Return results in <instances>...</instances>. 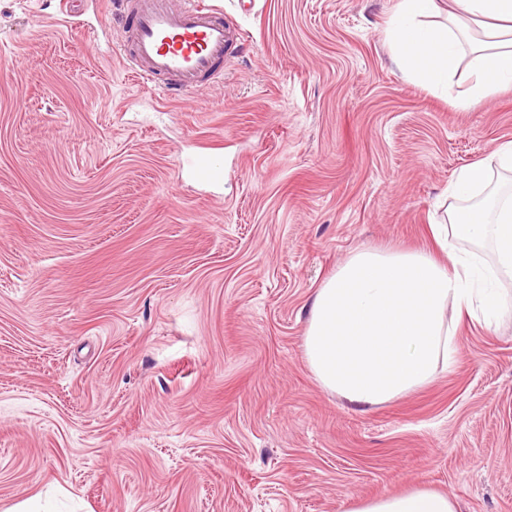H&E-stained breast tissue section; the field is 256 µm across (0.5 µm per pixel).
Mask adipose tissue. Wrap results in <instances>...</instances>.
I'll use <instances>...</instances> for the list:
<instances>
[{
	"label": "adipose tissue",
	"mask_w": 512,
	"mask_h": 512,
	"mask_svg": "<svg viewBox=\"0 0 512 512\" xmlns=\"http://www.w3.org/2000/svg\"><path fill=\"white\" fill-rule=\"evenodd\" d=\"M398 0L387 27L400 68L425 88L455 89L469 110L512 86V0ZM512 172V141L461 168L442 191L445 218L434 250L353 251L317 289L304 336L306 361L328 393L378 406L430 384L447 369L462 317L498 320L512 306V192L491 165ZM347 512H458L447 494L420 484L355 498Z\"/></svg>",
	"instance_id": "ef3b65f1"
}]
</instances>
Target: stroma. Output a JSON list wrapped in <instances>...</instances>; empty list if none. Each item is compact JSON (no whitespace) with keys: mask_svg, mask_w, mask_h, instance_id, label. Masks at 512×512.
I'll list each match as a JSON object with an SVG mask.
<instances>
[{"mask_svg":"<svg viewBox=\"0 0 512 512\" xmlns=\"http://www.w3.org/2000/svg\"><path fill=\"white\" fill-rule=\"evenodd\" d=\"M206 2L242 40L158 113L122 108L114 0H0V512H346L420 482L512 512L511 309L373 408L304 353L337 266L427 248L442 189L512 141V87L462 112L405 75L397 0ZM203 142L220 185L180 172Z\"/></svg>","mask_w":512,"mask_h":512,"instance_id":"35a3bbf8","label":"stroma"}]
</instances>
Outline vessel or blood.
Segmentation results:
<instances>
[{
    "label": "vessel or blood",
    "mask_w": 512,
    "mask_h": 512,
    "mask_svg": "<svg viewBox=\"0 0 512 512\" xmlns=\"http://www.w3.org/2000/svg\"><path fill=\"white\" fill-rule=\"evenodd\" d=\"M120 41L124 63L136 79L156 91L159 100L177 101L224 73V58L241 36L222 9L203 0H121ZM188 177L217 184L224 177L220 156L201 148L183 161Z\"/></svg>",
    "instance_id": "obj_1"
}]
</instances>
